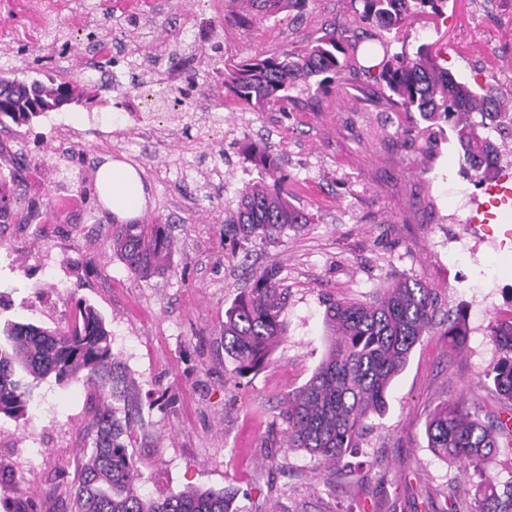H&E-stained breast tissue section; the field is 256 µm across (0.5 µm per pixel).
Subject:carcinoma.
<instances>
[{"instance_id": "1", "label": "carcinoma", "mask_w": 512, "mask_h": 512, "mask_svg": "<svg viewBox=\"0 0 512 512\" xmlns=\"http://www.w3.org/2000/svg\"><path fill=\"white\" fill-rule=\"evenodd\" d=\"M239 11L227 22L249 23L252 12L274 16L284 9L299 13L315 0H236ZM352 23L366 27L354 40L333 28L298 49L278 54L258 52L243 60L221 55L224 88L258 112L287 109L291 91L302 87L313 101L343 80L361 73L373 80L392 109L408 117L404 146L431 152L435 130L446 120L456 134L465 178L481 186L494 180L503 144L490 131L512 114V92L477 77L463 79L442 66L433 45L416 52L390 53L392 41L408 36L417 20L436 15L445 0H350ZM96 97L88 83L62 82L51 75L31 81L0 75V124L8 118L24 125L36 112H52L62 101L80 103ZM238 150L261 174L272 176L244 184L236 209L224 218V233L238 242L260 238L271 243L300 224L312 223L289 200L288 177L278 174L277 159L248 139ZM80 151L55 160L57 189L74 188L86 200H97L96 177H87ZM112 254L140 280L172 271L170 225H112ZM279 268H266L253 287L241 292L224 313V350L238 362L241 374L262 369L285 332L281 319L283 289ZM433 288L412 277L393 280L365 302L332 300L325 315L329 348L312 377L288 393L279 417L287 424L283 447L303 451L325 463L343 458L372 414L387 408L393 380L406 368L422 336L437 326ZM444 334L462 348L467 329L461 316L446 320ZM499 357L485 376L491 378L506 413L512 412V316L490 328ZM54 377L63 384L83 381L88 421L83 433L90 453L80 457L70 490L68 512H231L224 492L188 489L160 497L142 493L143 462L135 454L137 430L143 428L138 389L118 355L112 337L95 308L79 301L61 328L6 322L0 327V415L27 414L39 384ZM428 447L461 461L476 473L501 446L512 449V429L496 417L485 423L462 402L441 406L426 422ZM447 512H512V469L505 479L485 478L473 500L463 505L449 498Z\"/></svg>"}]
</instances>
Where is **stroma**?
<instances>
[{
    "label": "stroma",
    "instance_id": "obj_1",
    "mask_svg": "<svg viewBox=\"0 0 512 512\" xmlns=\"http://www.w3.org/2000/svg\"><path fill=\"white\" fill-rule=\"evenodd\" d=\"M138 30L125 33L122 55L151 62L149 47L172 41L196 48L197 92L169 120L163 140L142 141L144 216L171 225L173 273L144 281L112 254V218L75 194L56 191L55 172L35 163L15 183L8 217L15 230L0 237V324L64 325L76 301L94 306L112 336L113 351L135 379L147 435L135 451L146 466L143 489L154 496L190 486L224 491L234 512H436L448 496L471 500L478 475L427 446L425 423L447 402L464 401L480 417L501 414L503 403L485 372L497 359L489 327L512 315V212L489 220L491 242L471 234L467 220L488 201L459 171V149L445 131L438 155L425 159L399 139L408 121L391 110L369 78L346 76L315 102L284 112H257L225 95L210 111L216 81L209 47L220 40L236 56L276 54L342 23L349 0H316L303 15L284 11L239 26L225 23L229 0H131ZM191 9L196 26L182 34ZM49 17L33 0H0V53L7 68L32 80L52 67L75 77L72 49L93 53L85 21L64 26L70 53L54 54L43 37ZM446 43L453 72L512 79V0H447L435 24H417L392 51L415 52ZM121 88L96 101L61 108L75 119L95 116L119 124ZM191 132H183L184 122ZM249 138L280 156L295 205L312 223L274 243L230 245L224 217L237 191L259 174L238 153ZM51 253L57 267L44 285L36 261ZM278 265L287 294L286 334L258 373L238 374L224 350V312L269 265ZM402 276L433 287L439 317L463 309L467 343L454 349L434 329L414 347L396 379L383 415H373L357 448L323 468L303 452L281 448L285 429L276 415L289 391L303 386L327 349L329 299L369 300ZM82 383L43 381L26 419L0 416V512L30 497L36 512H63L61 495L84 446Z\"/></svg>",
    "mask_w": 512,
    "mask_h": 512
}]
</instances>
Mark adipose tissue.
Wrapping results in <instances>:
<instances>
[{
  "instance_id": "ef3b65f1",
  "label": "adipose tissue",
  "mask_w": 512,
  "mask_h": 512,
  "mask_svg": "<svg viewBox=\"0 0 512 512\" xmlns=\"http://www.w3.org/2000/svg\"><path fill=\"white\" fill-rule=\"evenodd\" d=\"M100 197L116 222L126 224L141 217L145 192L136 171L124 164L105 161L98 170Z\"/></svg>"
}]
</instances>
